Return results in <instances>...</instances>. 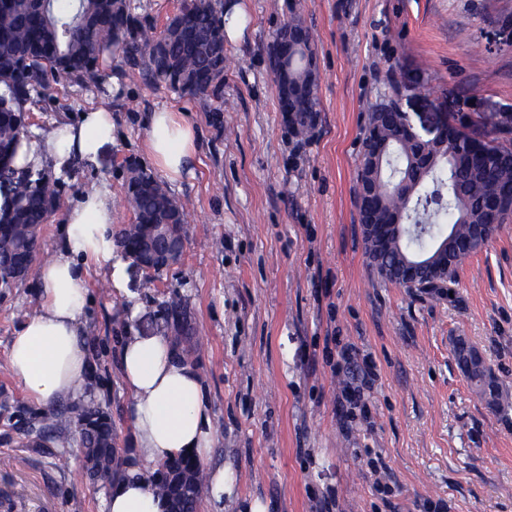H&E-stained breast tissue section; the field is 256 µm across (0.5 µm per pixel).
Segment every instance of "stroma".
Segmentation results:
<instances>
[{
  "instance_id": "stroma-1",
  "label": "stroma",
  "mask_w": 512,
  "mask_h": 512,
  "mask_svg": "<svg viewBox=\"0 0 512 512\" xmlns=\"http://www.w3.org/2000/svg\"><path fill=\"white\" fill-rule=\"evenodd\" d=\"M297 5L316 50L320 112L291 135L265 51ZM243 38L223 103L182 96L108 57L103 87L65 82L32 107V129L107 102L114 139L95 161L68 159L60 205L39 234L55 250L85 183H106L115 224L131 223L126 164L151 166L141 132L167 107L197 150L169 189L187 214L179 262L125 268L124 288L91 273L87 393L105 400L116 446L133 452L118 345L126 330L168 336L180 296L201 349L217 440L210 462L236 475L224 512H512V407L493 409L456 363L465 336L512 390V222L463 263L449 292L412 294L371 273L354 186L361 130L387 97L423 139L436 115L512 147V0H245ZM482 52H474L473 43ZM40 307L30 279L0 301V512H103L75 447L26 448L11 420L36 414L10 375L17 326ZM363 386L361 400L349 387Z\"/></svg>"
}]
</instances>
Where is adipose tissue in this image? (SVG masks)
Instances as JSON below:
<instances>
[{"label": "adipose tissue", "instance_id": "adipose-tissue-1", "mask_svg": "<svg viewBox=\"0 0 512 512\" xmlns=\"http://www.w3.org/2000/svg\"><path fill=\"white\" fill-rule=\"evenodd\" d=\"M113 139L112 114L103 107L83 112L78 121L56 123L31 138L20 157L34 168L61 169L64 159L95 161ZM143 146L155 167L178 179L196 148L193 125L165 108L144 127ZM54 253L37 269L40 308L12 336L10 372L36 406L77 399L88 385L89 354L81 338L87 304L88 271L96 267L118 281L112 194L100 185L67 210ZM121 381L129 400L134 453L124 475L114 481L104 512H167L166 500L146 480L147 468L190 455L205 464L209 485L201 512H224L236 478L230 468L209 465L215 425L204 379L164 336H126L120 352Z\"/></svg>", "mask_w": 512, "mask_h": 512}]
</instances>
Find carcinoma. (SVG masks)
Wrapping results in <instances>:
<instances>
[{
	"instance_id": "carcinoma-1",
	"label": "carcinoma",
	"mask_w": 512,
	"mask_h": 512,
	"mask_svg": "<svg viewBox=\"0 0 512 512\" xmlns=\"http://www.w3.org/2000/svg\"><path fill=\"white\" fill-rule=\"evenodd\" d=\"M220 0H185L158 33L135 13L132 0H0V299L36 275L35 252L41 226L59 205L64 182L42 171L19 167L15 160L30 138V106L47 95L51 83L68 79L102 86L110 73L103 56L116 50L130 68L183 95L223 101L224 32ZM288 28L303 37L304 49L293 58L288 82L305 84L302 107L293 120L299 135L314 123L305 113L318 111V81H306L312 71L314 47L300 15L292 12ZM404 118L388 100L368 113L361 145L366 153L382 148L381 168L373 194L356 204L358 219L380 225L383 247L364 242L368 265L384 283L431 296L444 294L464 261L477 253L470 242L472 226H490L495 235L512 220V148L488 137L477 141L455 118L448 147L440 152L429 141L409 134ZM133 221L125 224L116 243L133 263L145 249L166 255L184 238L186 214L166 183L149 168L133 162L123 185ZM413 215L420 233L396 234V218ZM448 241L442 266H430L408 280L388 275L404 260L425 256L437 243ZM164 315L174 324L173 344L181 355L188 328L183 301L173 297ZM455 360L476 392L497 409L512 405V393L502 387L465 336L453 345ZM26 443H49L82 449L86 469L103 485L123 471L114 448L112 414L96 398L84 399L59 414L46 411L14 424ZM166 498L170 512H197L206 493L204 469L194 459L168 461L147 476Z\"/></svg>"
}]
</instances>
